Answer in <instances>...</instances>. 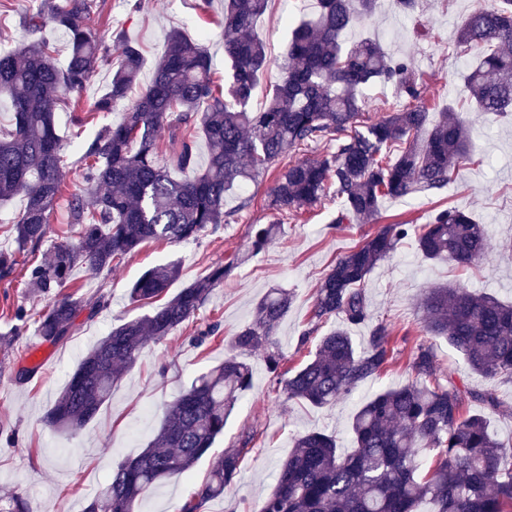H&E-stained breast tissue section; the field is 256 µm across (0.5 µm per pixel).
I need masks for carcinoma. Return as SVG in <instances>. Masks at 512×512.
I'll return each instance as SVG.
<instances>
[{
  "mask_svg": "<svg viewBox=\"0 0 512 512\" xmlns=\"http://www.w3.org/2000/svg\"><path fill=\"white\" fill-rule=\"evenodd\" d=\"M269 2L224 0L227 71L219 93L205 47L179 32L170 34L144 94L119 122L103 127L81 157L87 189L67 200L70 223L80 226L77 239L55 243L50 258L32 264L28 288L48 294L78 264L96 274L110 270L147 240L195 239L208 225L227 223L228 192L272 169L278 171L267 201L273 213L296 212L332 191L341 202L335 222L365 224L377 215L382 198L441 190L470 161V130L462 120L444 112L427 126L428 110L419 104V78L410 62L375 39L345 44L377 0H317L315 15L292 30L267 105L253 111V91L270 65L266 43L254 28ZM91 9L92 0H41L22 19L33 39L0 53V98L10 101L13 112L11 126L0 129V204L25 197L13 225L20 251L45 240L68 168L54 112L70 100L79 105L103 57L87 24ZM48 25L68 37L63 68L53 60L52 44L40 36ZM456 47L462 56L480 50L465 79L476 110L512 112V0L475 7L458 28ZM116 51L120 66L108 92L94 102L95 112H110L124 101L139 75V47L120 37ZM375 81L397 84L405 104L369 122L361 90ZM197 126L212 146L206 168L175 181L159 154L166 150L177 167L193 168ZM328 141L336 142L335 151L313 159L292 156L302 146ZM103 186L106 191L98 192ZM411 228L385 224L336 261L316 290L313 318L338 317L342 326L321 337L304 367L275 378L288 399L332 404L385 368L392 330L374 320L364 282ZM274 229L273 223L255 228L253 250L263 249ZM490 240L488 225L456 208L435 213L417 237L424 259L466 266L482 261ZM232 269L230 263L216 265L167 300L163 296L180 267L168 263L147 271L132 286L130 299L156 307L112 329L84 356L44 424L81 430L111 399L112 387L147 342L171 335L194 317ZM292 301L288 290H271L256 305L254 319L232 338L233 348L262 353L269 371L277 373L283 354L276 328ZM104 304L103 294L92 304L54 298L40 317L39 334L60 343L77 330L82 313L90 319ZM421 308L425 331L447 339L470 369L490 378L512 376V302L444 286L428 289ZM360 325L371 329L358 349L349 328ZM408 367L412 381L379 393L352 417L353 452H339L336 440L321 432L296 436L274 489L253 512H512V441L497 439L485 417L464 415L465 393L453 378L437 374L431 346L419 345ZM252 383L251 367L235 354L199 375L168 404L148 447L112 470L86 512H135L158 483L189 471L224 434L235 403ZM254 438L244 433L240 447L218 457L209 481L179 512H199L224 494Z\"/></svg>",
  "mask_w": 512,
  "mask_h": 512,
  "instance_id": "obj_1",
  "label": "carcinoma"
}]
</instances>
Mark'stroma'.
I'll return each instance as SVG.
<instances>
[{"label":"stroma","instance_id":"stroma-1","mask_svg":"<svg viewBox=\"0 0 512 512\" xmlns=\"http://www.w3.org/2000/svg\"><path fill=\"white\" fill-rule=\"evenodd\" d=\"M378 2L376 12L359 20L350 39H378L394 56L412 63L431 115L451 107L470 126L472 163L461 168L442 191L383 198L378 215L366 224L336 223L338 202L326 197L296 217H284L268 246L255 254L251 251L252 227L272 218L266 203L274 176L266 174L243 191L227 194L224 209L232 214L229 223L208 226L196 240L144 243L112 270L98 275L75 267L70 278L56 288V295L92 302L104 293L109 304L93 319L81 321L73 336L53 345L43 340L36 323L16 329L14 313L20 306L32 315L44 310L49 298L28 290L26 270L32 262L47 257L61 235L72 236L78 230L67 221L66 196L82 190L84 183L77 170L67 171L65 195L50 214L45 241L36 252L18 254L14 270L0 275L1 500L20 497L29 512H83L105 486L112 469L136 457L151 441L167 404L198 375L223 361L233 336L252 319L257 302L269 289L285 288L294 294L276 335L285 355L282 370H298L313 357L319 338L339 325L335 318L319 323L312 317L315 291L337 258L382 225L424 224L438 208H459L488 225L493 249L471 267L426 261L411 235L376 266L366 280L365 293L374 317L390 325L395 347L382 374L336 403L314 406L288 400L262 356L246 355L253 369V386L236 403L223 435L188 473L162 481L138 502L137 509L175 512L204 485L214 458L234 448L242 432L250 430L256 438L234 483L201 510L248 512L274 488L278 466L287 458L295 435L325 432L335 436L342 451H352L349 425L354 413L375 394L410 379L409 356L422 343L433 346L439 374H453L472 393L465 412L485 415L501 441L512 440V378H488L471 371L445 338L425 332L418 304L427 289L446 285L512 299V113L487 119L474 112L463 91L467 61L458 57L455 47L458 24L479 0H416L409 14L400 12L393 0ZM38 3L0 0V52L12 50L23 40L21 16ZM316 9V0H271L258 20L256 32L267 45L272 66L254 90L253 109L263 108L269 98L293 22L311 16ZM223 14L224 0H97L88 25L102 42L106 56L82 92V105L89 108L107 90L119 65L114 46L120 34L142 51L143 64L130 99L141 96L173 30L206 47L213 76L223 81L224 29L219 24ZM122 112L119 106L108 113L89 109L79 124L71 108H57L54 121L69 159L77 160L83 146L102 127L118 122ZM237 254L243 255V263L231 271L199 314L164 339L149 342L135 365L114 385L111 399L79 433L45 426L44 414L87 350L112 327L147 314V307L129 302L127 291L148 269L178 263L181 276L169 288L174 294L206 275L211 266L227 263ZM210 323L218 324V333L195 344L198 330ZM35 364L40 365V372L19 383L16 371ZM487 391L497 396L498 410L476 402V395Z\"/></svg>","mask_w":512,"mask_h":512}]
</instances>
